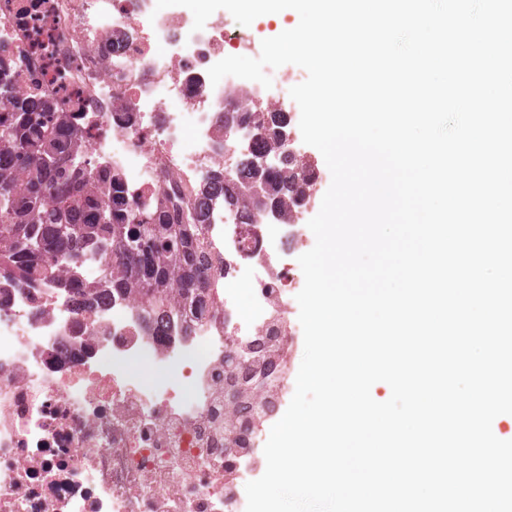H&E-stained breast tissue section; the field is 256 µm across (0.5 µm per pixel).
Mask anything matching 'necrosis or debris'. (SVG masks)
Wrapping results in <instances>:
<instances>
[{
	"label": "necrosis or debris",
	"instance_id": "1",
	"mask_svg": "<svg viewBox=\"0 0 512 512\" xmlns=\"http://www.w3.org/2000/svg\"><path fill=\"white\" fill-rule=\"evenodd\" d=\"M259 47L223 14L197 31L189 9L156 0H0V88L71 115L74 166L117 175L129 206L179 222L205 212L207 281L202 304L175 298L161 313L136 294L105 291L86 307L54 284L0 278V512H246L303 345L298 258L325 168L301 147L292 101L288 159L310 188L287 217L244 224L223 191L201 199L213 173L238 178V155L257 142L247 127L225 140V112L271 111L297 83H211L212 65ZM273 343L277 357L255 366ZM230 359L273 384L228 452Z\"/></svg>",
	"mask_w": 512,
	"mask_h": 512
}]
</instances>
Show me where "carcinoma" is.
Segmentation results:
<instances>
[{"mask_svg": "<svg viewBox=\"0 0 512 512\" xmlns=\"http://www.w3.org/2000/svg\"><path fill=\"white\" fill-rule=\"evenodd\" d=\"M49 104L13 102V111L0 112V152L20 157L19 168L0 166V276L10 280L53 281L89 304L105 285L119 293H136L157 307L172 297L192 302L204 291L196 256L204 242L203 213L184 224H169L142 209L114 210L123 188L119 179L101 181L94 171L71 174L67 156L79 153L70 116L58 113L50 123L39 115ZM286 125L280 112L263 117L265 136L255 152L276 151L279 130ZM241 181L224 180V206L240 210L244 223H253L249 199L256 185L247 166ZM307 181L288 162L267 177L264 195L279 199L301 197ZM53 206L44 209V197ZM110 240L113 255L104 283L86 282L73 261L100 254L98 243Z\"/></svg>", "mask_w": 512, "mask_h": 512, "instance_id": "1", "label": "carcinoma"}]
</instances>
